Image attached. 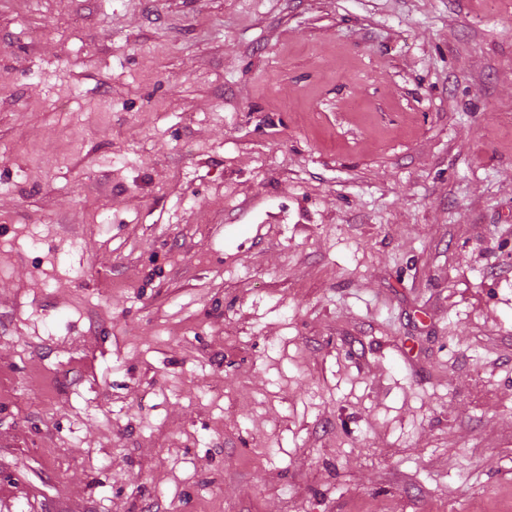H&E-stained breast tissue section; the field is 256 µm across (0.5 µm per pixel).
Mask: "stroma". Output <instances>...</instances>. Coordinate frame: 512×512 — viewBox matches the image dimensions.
I'll use <instances>...</instances> for the list:
<instances>
[{
	"mask_svg": "<svg viewBox=\"0 0 512 512\" xmlns=\"http://www.w3.org/2000/svg\"><path fill=\"white\" fill-rule=\"evenodd\" d=\"M0 512H512V0H0Z\"/></svg>",
	"mask_w": 512,
	"mask_h": 512,
	"instance_id": "obj_1",
	"label": "stroma"
}]
</instances>
